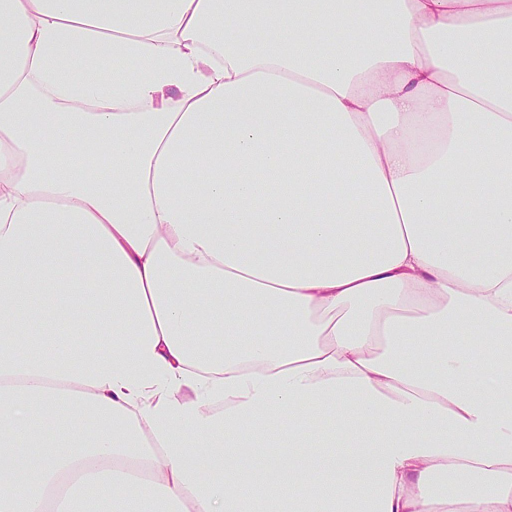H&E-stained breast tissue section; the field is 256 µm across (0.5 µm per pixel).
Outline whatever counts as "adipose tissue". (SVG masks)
<instances>
[{"instance_id": "adipose-tissue-1", "label": "adipose tissue", "mask_w": 512, "mask_h": 512, "mask_svg": "<svg viewBox=\"0 0 512 512\" xmlns=\"http://www.w3.org/2000/svg\"><path fill=\"white\" fill-rule=\"evenodd\" d=\"M91 489L512 512V0H0V512Z\"/></svg>"}]
</instances>
